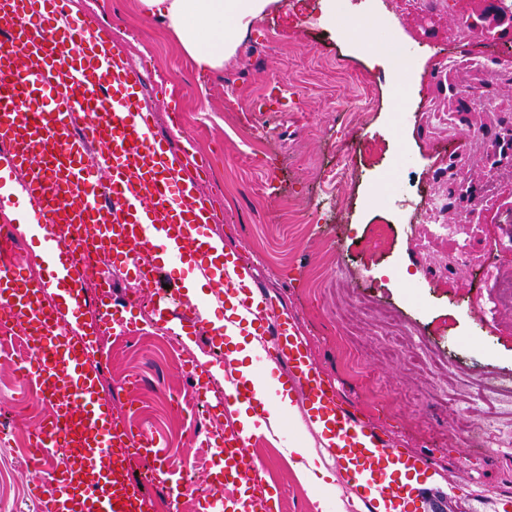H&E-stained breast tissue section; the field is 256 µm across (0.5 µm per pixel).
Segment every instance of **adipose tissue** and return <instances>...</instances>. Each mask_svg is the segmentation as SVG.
I'll return each instance as SVG.
<instances>
[{
	"label": "adipose tissue",
	"instance_id": "1",
	"mask_svg": "<svg viewBox=\"0 0 512 512\" xmlns=\"http://www.w3.org/2000/svg\"><path fill=\"white\" fill-rule=\"evenodd\" d=\"M272 0H139L141 12L166 27L204 72L223 68L238 39Z\"/></svg>",
	"mask_w": 512,
	"mask_h": 512
}]
</instances>
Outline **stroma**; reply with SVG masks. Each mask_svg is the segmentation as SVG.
<instances>
[{
  "label": "stroma",
  "instance_id": "1",
  "mask_svg": "<svg viewBox=\"0 0 512 512\" xmlns=\"http://www.w3.org/2000/svg\"><path fill=\"white\" fill-rule=\"evenodd\" d=\"M93 12L144 76L143 105L173 150L192 144L208 161L200 191L216 208L213 237L252 267L264 291L293 314L313 360L341 402L390 445L432 463L418 512H496L512 497V447L477 455L488 429L487 408L469 399L448 403L463 377L512 379V306L487 297V272L512 273V176L479 222L452 241L439 235L454 212L430 202L448 200V160L465 152L466 177L481 178L476 140L448 120V84L480 85L491 58L512 49L504 40L474 36L468 47L448 38L453 18L480 9L479 0H343L336 20L322 22L323 0H275L241 37L223 69L199 73L164 27L142 17L138 0H69ZM397 18L401 49L415 61L402 78L410 92L405 119L392 104V36L374 11ZM370 22L377 47L353 32L351 20ZM284 96H271L274 87ZM179 125H172V113ZM354 155V169L337 179V148ZM399 163H392V155ZM413 198V207L402 204ZM344 248H337V240ZM401 267L404 278L392 277ZM189 265L162 262L156 283L138 289L116 279L115 291H140L136 307L116 313L132 325L129 338L97 337L90 354L102 362L101 397L127 414L133 429L161 434L181 456L179 472L199 490L213 491L212 465L197 429L202 408L175 410L173 395L189 385L170 359L153 311L176 297L178 314L191 317L210 286L188 294ZM350 302L351 323L340 326L338 301ZM400 311L413 341L443 363L433 371L409 369L381 355L379 323L385 308ZM178 354L215 370L212 392L224 393V365L192 327L175 339ZM374 368L377 381L363 377ZM19 365L0 349V512H40L30 489L36 478L24 446L44 422L46 406L20 392ZM419 392L416 404L399 393ZM290 414L271 422L272 433L253 441L252 456L274 512H350L343 486L301 483L282 446L319 448L293 395Z\"/></svg>",
  "mask_w": 512,
  "mask_h": 512
}]
</instances>
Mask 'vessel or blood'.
<instances>
[{
	"label": "vessel or blood",
	"mask_w": 512,
	"mask_h": 512,
	"mask_svg": "<svg viewBox=\"0 0 512 512\" xmlns=\"http://www.w3.org/2000/svg\"><path fill=\"white\" fill-rule=\"evenodd\" d=\"M22 53L34 60L33 70L20 66ZM141 81V71L110 50L96 16L70 13L61 0H0V163L27 175L25 221L44 231L48 270L33 280L20 268L0 265V325L24 329L33 357L22 379L51 407L33 437L32 463L39 470L64 460L39 485L43 512H146L145 495L127 469L133 456L172 499L185 491L160 439L133 430L126 416L102 402L99 367L88 359L92 338L78 336L46 300L52 282L76 293L85 286V268L71 248L76 238L127 257L146 246L154 260L133 262L146 286L157 260L193 264L198 277L216 285L211 304L225 308L223 329L200 316L193 327L230 339L240 323L253 324L260 353L285 363L288 383L306 402V427L333 448L343 482L366 512H407L427 459L387 447L338 403L296 317L257 286L249 264L233 251L223 263L212 260L215 206L198 190L206 160L188 147L173 151L157 136L154 114L138 94ZM98 302L93 333L104 336L114 322L111 283H103ZM181 371L197 398L208 397V370L188 360ZM267 400L255 369L225 364L224 398L216 410L244 403L260 416ZM262 432L256 422L207 436L224 471V497L204 500L201 512H264L267 486L248 451Z\"/></svg>",
	"instance_id": "obj_1"
}]
</instances>
